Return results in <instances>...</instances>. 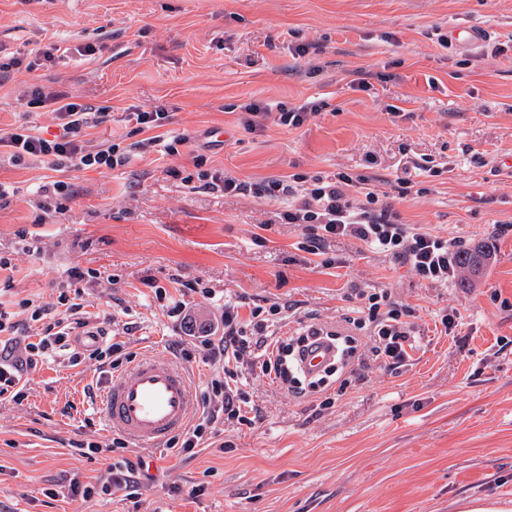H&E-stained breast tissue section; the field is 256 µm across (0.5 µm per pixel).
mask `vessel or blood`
Segmentation results:
<instances>
[{
  "instance_id": "1",
  "label": "vessel or blood",
  "mask_w": 512,
  "mask_h": 512,
  "mask_svg": "<svg viewBox=\"0 0 512 512\" xmlns=\"http://www.w3.org/2000/svg\"><path fill=\"white\" fill-rule=\"evenodd\" d=\"M335 358V344L322 335L308 336L298 353L299 365L309 377ZM98 404L109 428L137 444L159 446L184 429L195 397L185 370L142 356L107 377Z\"/></svg>"
}]
</instances>
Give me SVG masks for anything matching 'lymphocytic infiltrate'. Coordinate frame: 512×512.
<instances>
[{
	"mask_svg": "<svg viewBox=\"0 0 512 512\" xmlns=\"http://www.w3.org/2000/svg\"><path fill=\"white\" fill-rule=\"evenodd\" d=\"M32 101L52 106L62 132L49 139L28 126L14 127L0 137V148H6L13 165L39 160L63 173L72 168L104 172L126 164L128 151L119 144L109 142L93 148L85 140L87 129L104 122L105 113L72 101L69 94L61 91L35 90ZM243 110L248 129H256L261 120L271 116L281 125L297 128L320 115L322 106L314 103L274 111L270 106L254 102L244 105ZM356 185V180L344 172L337 173L330 181L320 176L307 179L295 175L285 181L264 182L256 192L283 203L280 217L285 223L305 226L308 236L304 249L309 254H321L328 239L349 237L408 263L415 275L429 284L447 283L457 266L454 242L404 224L392 205L379 200L374 192H366L364 199H357L352 193ZM100 275L97 269L87 272L71 268L68 274L71 289L60 292L53 309L30 299L20 301L14 312L0 306V402L22 403L27 397L24 375L35 371L56 350L68 352L75 366L93 361L115 369L131 360V353L126 352L121 342L79 350L71 346L90 324L80 285L86 277ZM154 294L157 300L165 301L169 317L190 330L192 346L202 360L220 366L223 371L222 378L207 380L195 424L170 440V448L180 454L201 447L225 424H253L256 407L246 391L248 375L256 373L274 379L295 397L305 395L310 389L322 392L324 398L319 406L328 409L334 404L327 394L330 379L360 360L361 336L372 340L374 355L388 368L404 366L409 357L410 312L394 302L387 291L366 296L361 316L352 321V333L329 332V339L337 343L336 364L306 383L297 377L292 363L294 338H278L269 332L270 327L282 320L285 305L273 302L246 309L241 303L228 302L224 305L221 326L197 327L189 319L187 302L168 299L161 287L155 288ZM20 311L25 314L21 320L16 317ZM135 470L130 460L118 459L110 465L104 484L73 482L69 494L85 502L94 501L110 494L112 488L129 487Z\"/></svg>",
	"mask_w": 512,
	"mask_h": 512,
	"instance_id": "obj_1",
	"label": "lymphocytic infiltrate"
}]
</instances>
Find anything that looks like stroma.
Masks as SVG:
<instances>
[{"label":"stroma","mask_w":512,"mask_h":512,"mask_svg":"<svg viewBox=\"0 0 512 512\" xmlns=\"http://www.w3.org/2000/svg\"><path fill=\"white\" fill-rule=\"evenodd\" d=\"M469 26L488 34L449 39ZM51 41L68 52L46 64L37 51ZM0 61V130L56 133L50 108L28 103L43 88L108 113L88 129L91 145L131 147L125 166L102 173L0 164L15 189L0 201L5 299L53 306L71 267L105 271L82 284L87 311L111 316L135 356L184 365L197 393L216 370L183 362L187 337L146 279L176 298L188 282L209 289L190 306L204 323L220 321L227 299L288 305L281 336L311 324L348 332L364 295L387 289L414 335L406 366L343 371L327 410L319 393L296 398L252 376L253 426H225L192 456L128 446V459H150L137 498L115 489L92 503L67 488L108 476L109 457L74 447L112 441L88 394L105 376L48 362L22 403L0 402V512H456L464 496L512 510V0H0ZM311 101L321 115L296 129L241 124L247 103ZM154 109L184 137L177 153L137 148L127 115ZM199 157L249 186L366 178L402 222L461 251L487 248L492 262L474 282L459 268L433 286L350 238L309 254L279 203L184 182ZM58 179L73 198L44 195Z\"/></svg>","instance_id":"obj_1"}]
</instances>
